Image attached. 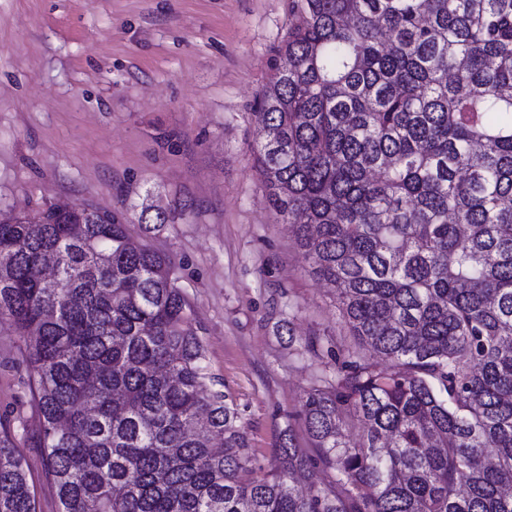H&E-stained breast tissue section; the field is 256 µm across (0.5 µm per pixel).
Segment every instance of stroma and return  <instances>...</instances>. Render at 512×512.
<instances>
[{
    "label": "stroma",
    "mask_w": 512,
    "mask_h": 512,
    "mask_svg": "<svg viewBox=\"0 0 512 512\" xmlns=\"http://www.w3.org/2000/svg\"><path fill=\"white\" fill-rule=\"evenodd\" d=\"M290 24L291 0H0V210L119 212L169 257L264 466L285 434L311 447L299 405L320 363L289 336L346 334L254 168L255 99ZM146 201L174 223L145 232ZM25 380L0 326V417L32 433ZM19 448L39 512H59L41 450Z\"/></svg>",
    "instance_id": "stroma-1"
}]
</instances>
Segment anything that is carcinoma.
<instances>
[{
	"instance_id": "1",
	"label": "carcinoma",
	"mask_w": 512,
	"mask_h": 512,
	"mask_svg": "<svg viewBox=\"0 0 512 512\" xmlns=\"http://www.w3.org/2000/svg\"><path fill=\"white\" fill-rule=\"evenodd\" d=\"M292 12L254 155L354 339L289 336L336 363L301 398L316 456L290 433L257 464L170 259L118 217L1 211L0 325L60 512H512V0ZM311 465L328 479L295 487ZM0 512H36L2 420Z\"/></svg>"
}]
</instances>
